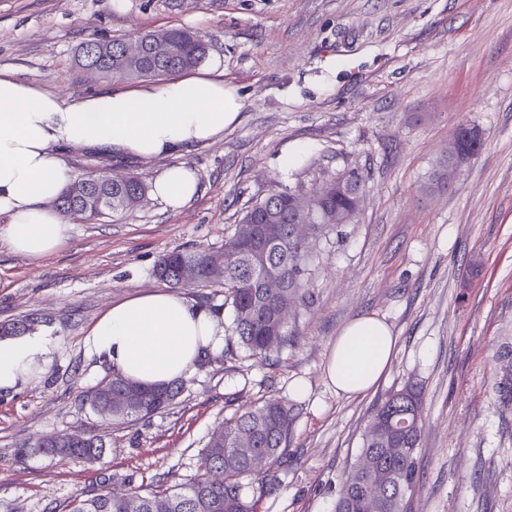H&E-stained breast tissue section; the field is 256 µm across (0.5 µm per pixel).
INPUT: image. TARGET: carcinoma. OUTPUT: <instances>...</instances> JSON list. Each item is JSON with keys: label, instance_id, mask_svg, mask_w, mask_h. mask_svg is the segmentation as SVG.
Instances as JSON below:
<instances>
[{"label": "carcinoma", "instance_id": "carcinoma-1", "mask_svg": "<svg viewBox=\"0 0 512 512\" xmlns=\"http://www.w3.org/2000/svg\"><path fill=\"white\" fill-rule=\"evenodd\" d=\"M168 39L170 53L161 61L146 60L133 68L120 62L124 47L119 39H88L78 49L80 67L95 66L101 76L114 80L166 78L200 66L208 56L209 43L196 33L183 28L161 31ZM112 46V65L99 62L97 49ZM88 182L93 192L103 199L101 209L84 210L77 202L61 193L56 208L64 214L86 213L89 219L107 218L114 213L137 207L143 198L146 183L137 175L112 183L107 173L96 170L77 176ZM346 183L343 193L333 185ZM364 186L363 175L350 170L326 182L327 194L322 198L318 220L307 227L316 234L327 227L349 224L358 216L357 187ZM294 193L287 188L271 187L243 213L234 233L224 240V296L232 308L233 333L242 346L254 356L267 355L288 341L287 324L279 318L285 307L305 304L307 292L303 280L307 271L308 237L294 234L299 217L290 208ZM205 250H172L157 261L154 275L169 287L185 270L192 271L199 284L208 285ZM268 276L277 277L283 287L269 292L260 287ZM36 321L26 317L0 326V337L30 332ZM141 397L137 415L112 413L116 421L132 422L146 419L171 405L179 395L180 386L171 384L149 387L135 384ZM291 421L290 409L276 399L242 412L217 428L209 437L202 465L206 476L190 483L142 494L133 492L141 502L139 512H150V503L159 497L169 499L172 512H254V504L246 498L240 479L252 477L263 481L265 475L254 470L248 459L238 455L237 438L246 433L253 439V448L269 463L282 459V445ZM422 424L421 392L406 386L389 396L373 413L365 429L358 460L345 474L343 491L336 501L335 512H368L363 495L374 486L385 489L380 512H400L403 501L414 490L420 478L418 448ZM40 453L50 457L78 456L90 461L101 458L103 446L93 437L71 442L67 434L53 432L35 446L22 445L17 455L25 458ZM65 512H127L124 501L112 497L107 488L90 494L79 493L66 505Z\"/></svg>", "mask_w": 512, "mask_h": 512}]
</instances>
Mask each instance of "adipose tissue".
I'll return each mask as SVG.
<instances>
[{
  "label": "adipose tissue",
  "mask_w": 512,
  "mask_h": 512,
  "mask_svg": "<svg viewBox=\"0 0 512 512\" xmlns=\"http://www.w3.org/2000/svg\"><path fill=\"white\" fill-rule=\"evenodd\" d=\"M244 101L218 64L162 83L117 87L67 99L0 72V240L38 258L55 252L69 226L53 203L75 178L60 147L90 148L142 159L162 158L219 138L236 123ZM199 180L185 165L167 167L152 193L178 210ZM85 346L123 377L162 386L190 375L206 355L221 353L224 331L213 312L176 293L157 290L112 305L90 328ZM396 338L371 315L344 327L332 347L326 380L337 393L366 394L389 366ZM51 352L39 333L0 339V390L25 384Z\"/></svg>",
  "instance_id": "obj_1"
}]
</instances>
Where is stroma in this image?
<instances>
[{
    "label": "stroma",
    "instance_id": "stroma-1",
    "mask_svg": "<svg viewBox=\"0 0 512 512\" xmlns=\"http://www.w3.org/2000/svg\"><path fill=\"white\" fill-rule=\"evenodd\" d=\"M169 27L209 42L243 98L240 121L165 159L63 154L75 173L117 167L148 183L188 165L200 190L180 210L151 197L101 220L67 217V241L39 259L0 240V322L37 317L53 343L43 373L0 391V512H51L103 485L189 483L214 429L268 399L292 422L285 462L265 482L243 480L255 512H334L375 408L409 383L422 389L423 423L407 512H512V410L496 390L512 368V0H0V70L65 98L103 92L115 82L77 65L82 42ZM461 127L481 131L480 150L449 188L424 191ZM350 169L365 176L360 213L312 241L309 299L288 317L287 345L250 356L223 286L185 288L217 313L223 351L150 419L112 421L84 404L112 374L87 332L113 304L163 289L160 255L220 249L272 185L306 195ZM362 315L389 325L396 354L374 391L349 397L325 368ZM53 432L94 434L106 453L16 455Z\"/></svg>",
    "mask_w": 512,
    "mask_h": 512
}]
</instances>
